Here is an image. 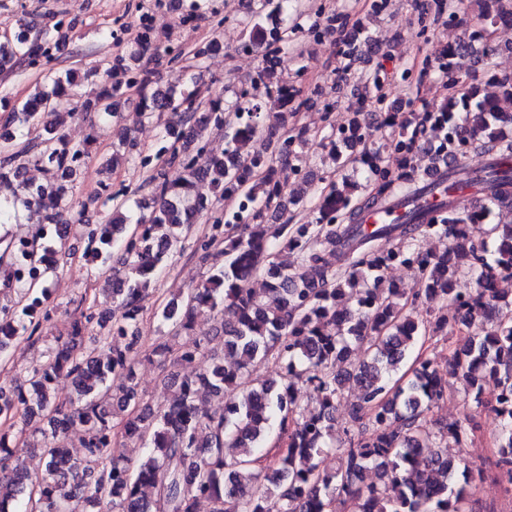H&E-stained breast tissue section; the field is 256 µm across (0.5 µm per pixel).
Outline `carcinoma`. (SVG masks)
I'll use <instances>...</instances> for the list:
<instances>
[{"label": "carcinoma", "mask_w": 512, "mask_h": 512, "mask_svg": "<svg viewBox=\"0 0 512 512\" xmlns=\"http://www.w3.org/2000/svg\"><path fill=\"white\" fill-rule=\"evenodd\" d=\"M483 23H512V0H476ZM268 11L249 30L248 41H266L265 22L288 13V0H265ZM43 35L21 19L19 31L0 41V72L19 62H51ZM461 44L448 48V96L438 112L448 114V134L433 144L460 159L471 152L486 157L480 170L461 166L448 176L446 192L434 218L421 211L430 189L419 182L411 146L419 130L401 125L394 147L403 158L396 177L380 157L365 147L359 113L329 141L338 167H366L375 193L355 203L352 187L333 182L312 200L299 195L292 205L319 214L314 224H269L270 211L285 210L286 174H297L287 123L265 125L262 105L244 113L223 108L216 97L197 98L194 73L183 71L163 94H143L136 106L150 117L166 112L170 119L156 160L177 164L181 180L170 183L161 170L150 175L152 205L126 235L129 217L117 204L112 222L92 231L85 255L103 257L124 243V274L112 277L116 311L112 343L104 357L84 351V331L94 316L75 319L67 335L55 337L49 361L33 370L30 390L0 385V512H90L104 501L112 512H197L199 501L211 512H472L479 485L491 475L512 495V298L496 288L512 279V224H492L487 239L475 241L470 225L484 223L494 211L512 212V77L490 76L494 91L482 82L466 83L451 59ZM50 90H39L12 111L4 125L6 142L21 139L30 126L45 122L50 141L62 148L26 145L36 161L55 167L52 181L35 188L20 180L18 155L0 161V183L13 177L10 195L0 194V224L11 223L17 205L47 211L51 224L66 221L67 184L74 182L75 163L89 155L88 145L70 147L58 118L81 112L119 117L131 104L127 91L149 83L118 60L108 81L92 98L81 100L73 76L48 74ZM224 129L223 153L192 155L178 143L203 141L212 128ZM283 137L280 153L246 152L257 138ZM16 164L14 173L3 172ZM466 185H482L493 197L480 211L451 201ZM224 201L203 238L198 258L213 272L199 285L170 300L156 312L161 324L177 333L193 329L198 317L221 319L224 360L192 376L182 375L169 403L151 409L141 404L131 353L139 348V318L150 285L168 261L183 250L190 226ZM403 207V222L379 224L367 231L364 213L373 208ZM421 237L447 242L439 254L416 247ZM394 239L388 250L380 243ZM281 241L296 254L288 268L276 261L273 243ZM13 276L56 268L62 247L35 249L28 241H11ZM415 268L416 287L399 288L385 272L396 264ZM427 306L426 318L413 315L415 304ZM466 343L448 354V374L461 379L478 409L499 419L489 465L460 466L445 454L443 443H457L479 429L476 415L438 428L428 412L448 392L428 355V345L460 330ZM34 333L8 312L0 317V355L18 339ZM207 338H196L174 352L170 337L158 336L146 356L160 362L175 357L191 365L205 357ZM274 359L280 372L265 380L248 379L249 365ZM71 382L73 395L60 401L55 385ZM357 391L349 425L336 432V408L344 393ZM315 405H301L303 396ZM226 399L228 409L208 407ZM23 408L22 430L40 435V474L30 476L11 448V428ZM122 438L139 445L134 458L110 456L112 420ZM82 432L83 455L74 458L65 441ZM234 449L227 454L226 449ZM334 452L338 465L322 469L318 459Z\"/></svg>", "instance_id": "cac0c4a2"}]
</instances>
